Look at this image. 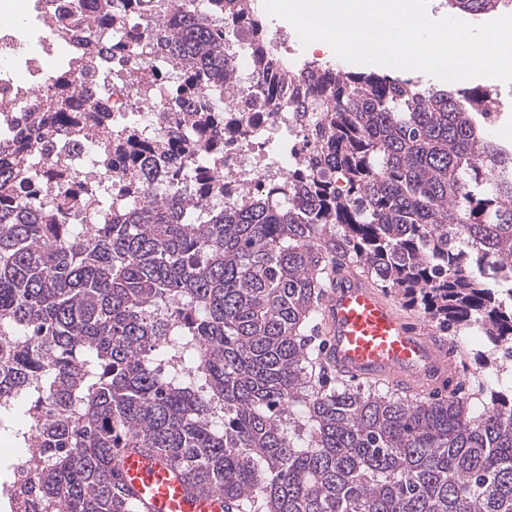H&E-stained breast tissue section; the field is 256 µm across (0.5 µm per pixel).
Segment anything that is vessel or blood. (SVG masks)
I'll return each mask as SVG.
<instances>
[{"label": "vessel or blood", "instance_id": "obj_1", "mask_svg": "<svg viewBox=\"0 0 512 512\" xmlns=\"http://www.w3.org/2000/svg\"><path fill=\"white\" fill-rule=\"evenodd\" d=\"M326 355L349 379L379 380L409 391L441 382L450 363L445 347L404 314L367 272L340 267L320 302ZM117 468L140 512H224V501L190 490L159 455L121 449Z\"/></svg>", "mask_w": 512, "mask_h": 512}]
</instances>
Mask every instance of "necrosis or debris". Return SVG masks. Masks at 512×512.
Returning a JSON list of instances; mask_svg holds the SVG:
<instances>
[{"mask_svg": "<svg viewBox=\"0 0 512 512\" xmlns=\"http://www.w3.org/2000/svg\"><path fill=\"white\" fill-rule=\"evenodd\" d=\"M22 22L0 26V161L15 153L31 159L33 176L21 184L18 198L30 211L52 205L61 187H77L78 205L58 212L60 224H108L124 201L117 185L125 181L130 159L152 168L154 189L183 196H202L205 175H223L229 189L226 203L240 202L243 193L264 192L285 176L295 162L321 154L323 141L312 112H236L209 94L188 97L165 85V74L177 58L153 48L156 29L173 30L183 20L177 0H124L111 17H103L102 0H26ZM103 17L102 39L90 41L86 25ZM241 74L238 99L252 96L257 81L285 83L290 100L303 99L311 75L287 64L292 36L278 28L264 52L255 48V23L272 24L260 15L257 0H238L235 12ZM156 85L155 94L131 112L130 101L141 81ZM73 100L65 124L53 126L29 147L30 122L39 92ZM206 109L224 131V148L212 153L195 147L185 132L187 111ZM134 113L143 140L133 155H125L91 138L89 129L120 122Z\"/></svg>", "mask_w": 512, "mask_h": 512, "instance_id": "1", "label": "necrosis or debris"}]
</instances>
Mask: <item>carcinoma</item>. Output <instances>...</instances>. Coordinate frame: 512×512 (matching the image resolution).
Here are the masks:
<instances>
[{"label": "carcinoma", "instance_id": "1", "mask_svg": "<svg viewBox=\"0 0 512 512\" xmlns=\"http://www.w3.org/2000/svg\"><path fill=\"white\" fill-rule=\"evenodd\" d=\"M162 36L182 94L234 89L225 16ZM487 16L512 0H457ZM262 99L289 111L277 86ZM486 92L324 65L299 104L323 113L320 169L215 219L131 168L124 221L79 233L17 202L0 167V429L32 457L12 512H139L115 468L143 448L224 512H512V146L484 138ZM453 342L440 390L407 398L338 378L313 333L336 267Z\"/></svg>", "mask_w": 512, "mask_h": 512}]
</instances>
